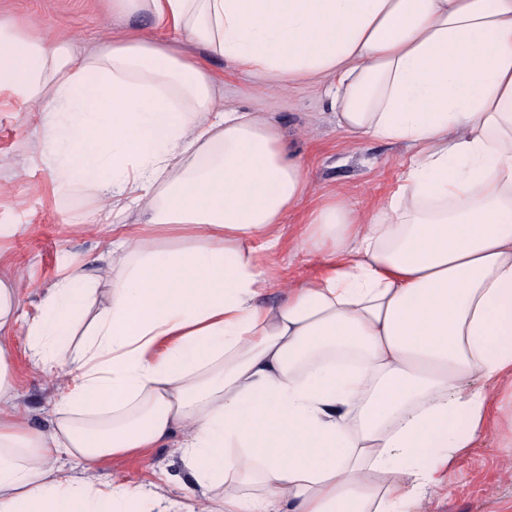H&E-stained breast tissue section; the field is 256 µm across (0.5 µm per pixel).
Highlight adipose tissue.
Wrapping results in <instances>:
<instances>
[{"label":"adipose tissue","instance_id":"ef3b65f1","mask_svg":"<svg viewBox=\"0 0 512 512\" xmlns=\"http://www.w3.org/2000/svg\"><path fill=\"white\" fill-rule=\"evenodd\" d=\"M111 2L276 88L326 81L339 129L412 155L373 215L310 209L299 241L326 270L269 306L310 192L279 128L139 31L79 58L0 24V88L42 114L56 191L114 218L117 266H72L27 316L23 270L0 275V512H403L512 377V0ZM19 325L61 385L46 433L14 403ZM173 438L178 499L58 462L90 473Z\"/></svg>","mask_w":512,"mask_h":512}]
</instances>
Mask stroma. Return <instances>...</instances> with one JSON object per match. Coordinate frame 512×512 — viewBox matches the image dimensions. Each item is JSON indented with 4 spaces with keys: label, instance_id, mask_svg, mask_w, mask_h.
I'll list each match as a JSON object with an SVG mask.
<instances>
[{
    "label": "stroma",
    "instance_id": "stroma-1",
    "mask_svg": "<svg viewBox=\"0 0 512 512\" xmlns=\"http://www.w3.org/2000/svg\"><path fill=\"white\" fill-rule=\"evenodd\" d=\"M10 21L36 35L75 41L81 50L95 48L109 36L136 28L154 34L150 19L115 18L107 0H0V22ZM208 65L223 85L224 107L252 112L279 126L289 153L307 171L311 194L289 212L287 241L274 257L276 278L300 284L318 277L320 258L297 245L300 224L325 195H336L360 211H371L393 190L410 155L402 144L356 141L341 132L323 85L299 81L282 93L268 82L220 58ZM39 113L30 110L12 90H0V225L15 227L0 238V261L21 268L25 278L21 309L34 311L43 288L69 264L99 256L112 237V221L97 211L88 193L56 196L51 176L40 161L36 128ZM15 401L29 423L51 428L55 384L32 369L24 353L15 356ZM512 434L503 413H493L480 447L456 457L447 483L412 501L407 512H512V466L498 451ZM133 484H156L167 496H182L189 476L174 444L147 449L143 455L109 460L97 470Z\"/></svg>",
    "mask_w": 512,
    "mask_h": 512
}]
</instances>
